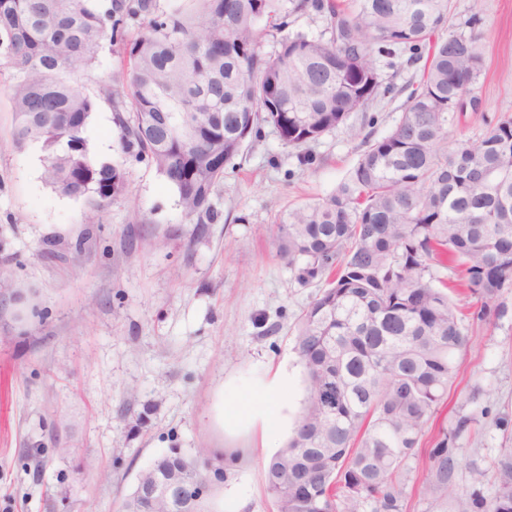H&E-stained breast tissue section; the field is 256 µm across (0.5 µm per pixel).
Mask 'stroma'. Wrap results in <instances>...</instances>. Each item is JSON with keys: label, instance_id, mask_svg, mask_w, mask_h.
Returning <instances> with one entry per match:
<instances>
[{"label": "stroma", "instance_id": "stroma-1", "mask_svg": "<svg viewBox=\"0 0 512 512\" xmlns=\"http://www.w3.org/2000/svg\"><path fill=\"white\" fill-rule=\"evenodd\" d=\"M277 5L263 53L298 33L329 39L323 14ZM451 5L455 30L482 17L485 45L481 110L449 125L453 147L477 136L481 113L512 116V0ZM376 66L394 92L309 144L313 164L271 126L248 139L213 194L219 219L201 235L156 166L122 151L123 131L101 101L86 126L89 154L121 165L126 189L97 209L56 193L41 178L39 144L12 142L0 75V512H115L138 473L172 448L216 455L224 480L214 512H275L265 467L289 435L269 439L258 422L228 429L224 404L285 368L288 417L300 414L295 326L326 282H301L277 257L271 227L331 194L363 136L391 130L420 75L384 56ZM503 300L508 311L493 323L465 318L468 343L438 413L447 425L460 411L476 417L457 442L463 463L445 494L408 484L410 512H449L453 499L493 493L488 472L512 448V289ZM474 467L486 472L482 484Z\"/></svg>", "mask_w": 512, "mask_h": 512}]
</instances>
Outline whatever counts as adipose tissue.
Wrapping results in <instances>:
<instances>
[{"instance_id":"obj_1","label":"adipose tissue","mask_w":512,"mask_h":512,"mask_svg":"<svg viewBox=\"0 0 512 512\" xmlns=\"http://www.w3.org/2000/svg\"><path fill=\"white\" fill-rule=\"evenodd\" d=\"M291 380L287 372H280L271 380L255 385L251 397L256 405L244 408L237 403L224 406V423L228 426L238 425L242 421H261L264 426H286L288 423V387Z\"/></svg>"}]
</instances>
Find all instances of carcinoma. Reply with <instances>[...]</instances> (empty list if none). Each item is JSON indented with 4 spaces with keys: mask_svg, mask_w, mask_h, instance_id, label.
Returning a JSON list of instances; mask_svg holds the SVG:
<instances>
[{
    "mask_svg": "<svg viewBox=\"0 0 512 512\" xmlns=\"http://www.w3.org/2000/svg\"><path fill=\"white\" fill-rule=\"evenodd\" d=\"M190 2L164 11L158 0H0L12 141L41 145L42 178L61 195L99 206L103 182L122 194L123 169L96 166L85 126L70 122L96 110L78 80L103 42L119 41L124 67L103 94L125 131L122 149L150 157L185 214L213 224L224 168L262 125L302 148L393 91L374 54L420 66L390 132L363 140L335 192L275 225L277 256L304 262L300 278L324 276L327 287L296 329L308 397L266 469L277 512H406L408 460L466 342L439 270L460 272L483 317L503 315L512 288V117H482L479 136L448 151L457 98L478 99L482 39L453 30L451 0H296L297 11L328 14L331 37L296 34L268 56L260 22L276 0ZM474 422L459 414L428 443L425 492H448L456 441ZM211 468L208 452L171 448L142 473L204 493L164 504L135 484L119 512H211ZM492 468L493 495L457 498L453 512H512V448Z\"/></svg>",
    "mask_w": 512,
    "mask_h": 512,
    "instance_id": "carcinoma-1",
    "label": "carcinoma"
}]
</instances>
